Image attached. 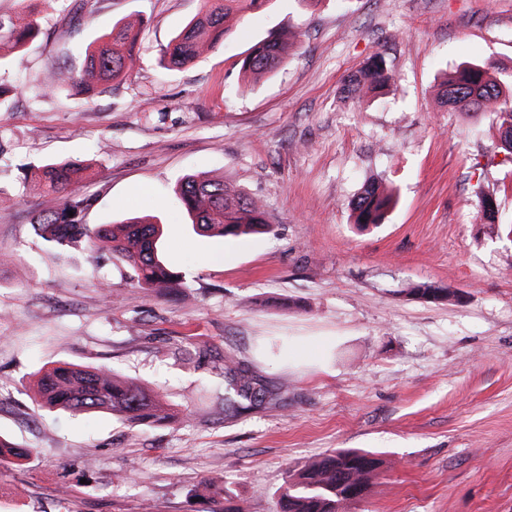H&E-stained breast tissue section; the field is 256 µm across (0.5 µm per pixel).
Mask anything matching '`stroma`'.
Instances as JSON below:
<instances>
[{"mask_svg":"<svg viewBox=\"0 0 512 512\" xmlns=\"http://www.w3.org/2000/svg\"><path fill=\"white\" fill-rule=\"evenodd\" d=\"M201 0H0L37 21L0 112V436L30 449L0 465V512H275L288 468L338 448L379 453L371 492L347 512H512V238L477 223L482 192L512 220V158L490 114L439 102L465 63L512 76V0H269L212 53L166 70L163 48ZM74 12L80 24L61 18ZM144 29L128 77L82 103L45 94L122 19ZM291 30L299 48L251 87L239 62ZM385 94L344 98L373 53ZM86 164L90 225L152 216L187 287L146 288L108 256L61 253L33 223L52 205L38 166ZM188 174L260 199L272 228L197 235L174 195ZM369 182L397 198L355 227ZM459 302L407 295L411 284ZM288 385L282 407L225 418L224 357ZM104 366L160 395L172 421L48 412L36 373Z\"/></svg>","mask_w":512,"mask_h":512,"instance_id":"obj_1","label":"stroma"}]
</instances>
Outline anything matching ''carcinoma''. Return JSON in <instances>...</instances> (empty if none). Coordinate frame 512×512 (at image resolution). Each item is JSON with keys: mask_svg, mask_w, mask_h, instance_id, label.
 I'll list each match as a JSON object with an SVG mask.
<instances>
[{"mask_svg": "<svg viewBox=\"0 0 512 512\" xmlns=\"http://www.w3.org/2000/svg\"><path fill=\"white\" fill-rule=\"evenodd\" d=\"M270 0H202V9L163 49L162 62L170 68H184L213 51L223 40L238 15L255 10ZM38 33L30 22L19 26L0 16V59L5 50L20 55L24 45ZM138 31L131 22H116L112 31L87 48L80 70L64 74L48 71L43 85L54 92L69 85L91 98L101 86L125 78L133 63ZM293 32L273 33L255 44L242 59L243 84L254 83L275 71L295 52ZM395 81L382 54L370 56L366 64L350 74L343 91L356 97L381 89ZM441 103L452 111L490 112L494 116L500 148L512 155V82L499 79L480 65H465L440 88ZM87 167L72 163H48L39 170L47 194L54 204L34 222L37 236L62 249L84 246L96 255L107 253L127 266L140 285L182 284L184 276L168 265L160 250L163 227L147 218H132L122 224L83 222L91 206L77 184ZM177 201L191 218L192 229L207 237H237L269 231L271 224L263 204L242 188L208 175H187L177 184ZM393 204L391 195L374 184L367 185L350 203L355 223L378 225L385 221ZM485 224L496 225L512 235V224L500 223L496 198L483 195L477 203ZM410 295L431 302L448 299V289L417 285ZM35 400L49 410L73 414L110 413L132 425L159 422L169 416L158 396L133 380L120 379L103 367L61 363L37 375ZM288 399V385L271 384L234 357L224 356V415L235 416ZM30 450L0 439V461L28 459ZM383 465L378 455L360 449H338L297 469L286 472L278 500L279 512H346L368 494ZM215 496L224 498V512H242L232 492L212 482Z\"/></svg>", "mask_w": 512, "mask_h": 512, "instance_id": "carcinoma-1", "label": "carcinoma"}]
</instances>
